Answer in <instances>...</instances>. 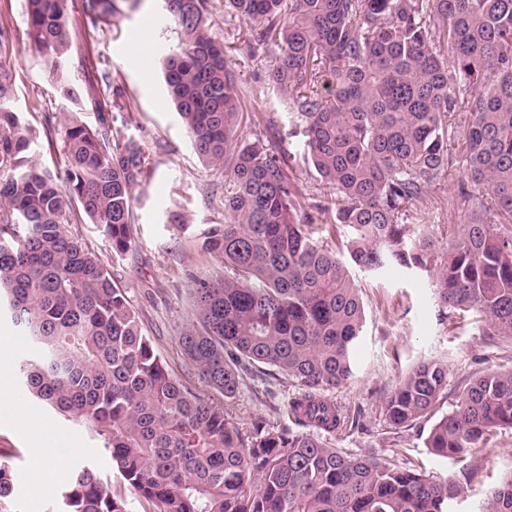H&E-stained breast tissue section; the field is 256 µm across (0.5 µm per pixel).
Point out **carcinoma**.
I'll return each instance as SVG.
<instances>
[{
	"label": "carcinoma",
	"mask_w": 512,
	"mask_h": 512,
	"mask_svg": "<svg viewBox=\"0 0 512 512\" xmlns=\"http://www.w3.org/2000/svg\"><path fill=\"white\" fill-rule=\"evenodd\" d=\"M178 43L164 61L167 93L195 153L224 168V223L199 242L224 274L195 281L198 324L180 345L226 400L248 372L272 368L298 387L292 425L260 420L244 435L224 405L171 376L127 296L94 252L65 228L77 209L117 254L133 244L132 190L146 176L141 144L107 117L80 114L98 98L70 81V0H26V36L50 62L71 117L53 130L66 169L32 159L33 129L13 109L8 35L0 28V304L31 341L22 388L81 421L112 455L120 486L84 466L56 490L61 512H127L132 489L148 512H456L462 489L416 469L355 457L327 436L343 424L325 392L348 381L365 308L347 264L314 239L315 218L290 181L280 146L239 133L240 94L208 0H167ZM279 49L275 87L292 100L306 160L350 229V263L435 271L442 312L472 311L512 339V0H225ZM96 26L114 0H82ZM466 113L464 124L456 116ZM482 190L448 245L419 234L414 208L453 164ZM448 372L414 368L386 401L396 428L435 413ZM512 428V370L478 376L434 423L426 445L472 454L493 428ZM13 491L0 462V498ZM480 512H512V476Z\"/></svg>",
	"instance_id": "carcinoma-1"
}]
</instances>
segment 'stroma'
Returning <instances> with one entry per match:
<instances>
[{"instance_id": "obj_1", "label": "stroma", "mask_w": 512, "mask_h": 512, "mask_svg": "<svg viewBox=\"0 0 512 512\" xmlns=\"http://www.w3.org/2000/svg\"><path fill=\"white\" fill-rule=\"evenodd\" d=\"M115 3L110 22L95 27L87 25L80 4H73L68 21L79 53L69 77L91 93L99 89L98 71L105 68L125 92L119 105L105 106L99 114L83 113L82 119L93 126L100 117H108L123 136L142 144L148 175L133 190L135 243L128 252L114 254L101 228L83 216L68 230L97 254L115 286L125 292L143 333L171 375L204 394L208 388L184 356L178 338L195 319L193 278L224 270L220 257L200 252L196 245L210 225L224 221V172L199 161L168 101L162 63L177 41L175 33L160 29L152 36L139 34L143 18L161 14L160 0ZM209 11L210 32L229 56L243 112L252 119L243 128L244 137L281 142L289 156L292 182L307 205H316L322 199L319 180L304 159V139L295 131L292 104L272 81L277 47L257 44L252 27L225 12L224 0H210ZM0 27L13 36L9 55L15 106L36 132V160L64 170L63 156L48 143L43 124L49 118L62 125L66 114L49 66L25 36V0H0ZM463 178L462 169L452 168L430 187L422 204L423 230L444 243L458 236L465 214L480 203L475 195L460 201L458 209H449L448 199L457 194ZM176 212L186 216L188 230L171 222ZM351 275L361 289L365 321L353 377L328 392L345 416L343 426L329 438L331 446L361 458L415 468L438 480H453L465 489L459 512H478L488 490L512 475V428L492 430L464 460H447L426 446L432 419L395 429L385 416V402L414 367L435 361L448 370V387L437 408L445 413L474 377L512 369V340L490 335L487 325L471 313L441 315L430 273L393 266L376 274L355 267ZM26 344L23 331L1 318L0 373L8 381L11 398L0 400V452L10 455L14 489L0 500V512H56L51 491L28 482L38 443L49 444L69 467L89 465L107 474L112 459L81 423L64 420L22 396L18 362ZM295 391L285 378L266 383L248 375L238 398L225 403L224 414L243 432L258 420L284 423L288 398ZM473 469L479 476L471 481L467 474Z\"/></svg>"}]
</instances>
